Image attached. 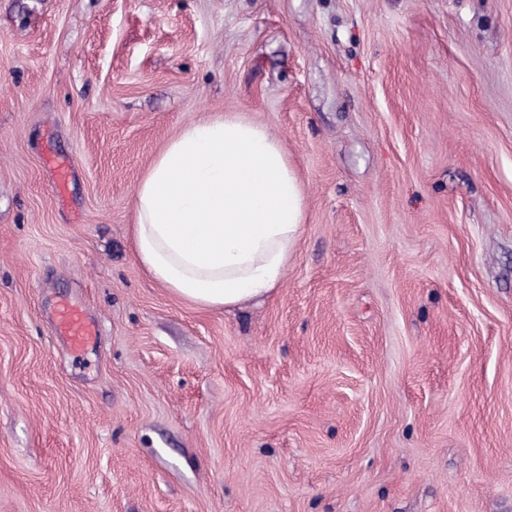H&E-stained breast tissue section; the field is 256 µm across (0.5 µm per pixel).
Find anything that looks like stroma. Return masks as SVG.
Here are the masks:
<instances>
[{"label": "stroma", "instance_id": "stroma-1", "mask_svg": "<svg viewBox=\"0 0 512 512\" xmlns=\"http://www.w3.org/2000/svg\"><path fill=\"white\" fill-rule=\"evenodd\" d=\"M215 112L305 188L233 312L130 237ZM0 512H512V0H0ZM53 323L55 334L64 338L76 352L83 350L96 336V328L84 312L68 302L56 307Z\"/></svg>", "mask_w": 512, "mask_h": 512}]
</instances>
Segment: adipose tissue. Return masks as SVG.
I'll list each match as a JSON object with an SVG mask.
<instances>
[{"instance_id": "1", "label": "adipose tissue", "mask_w": 512, "mask_h": 512, "mask_svg": "<svg viewBox=\"0 0 512 512\" xmlns=\"http://www.w3.org/2000/svg\"><path fill=\"white\" fill-rule=\"evenodd\" d=\"M134 254L201 309L263 304L285 280L304 224L303 183L282 141L242 112L185 125L132 197Z\"/></svg>"}]
</instances>
